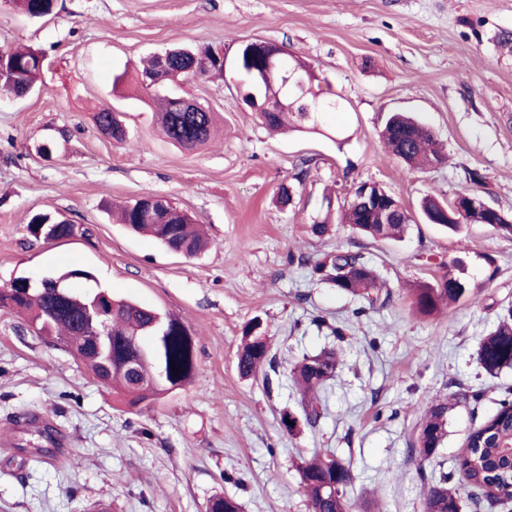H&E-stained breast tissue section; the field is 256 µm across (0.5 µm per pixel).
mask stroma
Instances as JSON below:
<instances>
[{"label":"stroma","instance_id":"1","mask_svg":"<svg viewBox=\"0 0 512 512\" xmlns=\"http://www.w3.org/2000/svg\"><path fill=\"white\" fill-rule=\"evenodd\" d=\"M508 34L512 0H55L41 19L0 0V49L44 55L36 92L0 93V286L83 267L114 297L178 317L197 356L192 384L139 413L0 307V512H206L217 495L238 498L243 512H309L294 462L320 449L350 464L359 512H424L421 486L450 467L468 430L512 387V370L490 376L477 359L512 302V237L422 222L403 240L370 241L344 224L322 236L310 226L324 192L342 197L362 182L413 211L425 195L446 202L471 186L512 218V52L499 43ZM254 39L300 56L339 102L325 134L270 132L237 103L233 61ZM205 45L223 49L228 64L191 92L218 129L188 152L165 141L136 92H115L113 82L152 55ZM106 104L119 110L127 143L97 129ZM393 111L426 123L446 161L410 170L387 155L380 130ZM44 143L51 156L39 153ZM147 195L202 224L210 248L193 259L171 253L107 212ZM36 213L79 232L35 239L27 225ZM339 247L377 266L392 292L387 306L354 316L356 301L312 280L307 262ZM450 268L469 296L420 317L408 288ZM316 313L348 324L344 341L311 324ZM255 318L278 364L269 388L237 370ZM335 343L344 363L323 418L288 435L280 415L298 407L289 369ZM462 388L482 391L480 402L458 408L435 461H420L410 448L421 416ZM33 414L68 439L65 456L48 460L39 427L25 423Z\"/></svg>","mask_w":512,"mask_h":512}]
</instances>
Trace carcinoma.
<instances>
[{"label":"carcinoma","instance_id":"obj_1","mask_svg":"<svg viewBox=\"0 0 512 512\" xmlns=\"http://www.w3.org/2000/svg\"><path fill=\"white\" fill-rule=\"evenodd\" d=\"M15 9L28 17L41 18L53 11L54 0H12ZM210 52L209 67L200 70V76H191L187 81L206 79L212 75L224 74V58L206 47ZM253 64L240 72L243 85L240 102L252 109L255 103H264L266 98L275 97L270 87L258 88L252 81L250 68L263 65L262 55L252 57ZM44 57L33 48L0 50V62L4 63L10 75L0 82V88L15 96H23L36 88L40 78ZM158 60L151 57L143 68L134 74L124 73L122 79L143 87L148 75L157 76L159 86L150 93L152 106L158 112L165 138L184 150H195L210 138L215 114L206 108L191 112L189 105L195 103L192 97L174 94L167 90L170 80L167 73L157 70ZM259 118L271 130L291 125L297 130L305 128L303 114L299 107L282 108L277 112H261ZM98 130L113 139H118L119 125L112 112L104 109L95 115ZM388 152L411 168H422L442 164L446 156L438 147L433 132L415 119L402 114L391 115L381 132ZM366 183L352 189L340 209L339 219L350 225L364 238L400 241L414 223L413 214L405 206L391 213L382 221L379 213L367 208L363 196ZM457 198L473 199L475 203L464 215V223L445 217L442 206L445 202L433 196H426L420 210L430 221L453 232L463 225L483 224L495 232L512 236V224L503 223L493 209L477 199V193L466 189ZM120 221L133 233L146 234L156 239L168 250L180 251L186 257H195L207 247V241L196 230L193 220L185 212L172 213L158 205L155 213L147 218L138 203L121 208ZM311 278L326 283L337 292L357 298L362 306L357 313L385 305L391 292L387 283L380 279L374 265L359 251L338 250L325 255L310 266ZM65 280L68 292L60 296L55 290V278H49L43 289L30 293L18 291L9 296L0 292V307L12 309L24 315L30 327L40 336H74L86 344L82 363L95 378L113 392L124 398L127 406L138 411L150 408L161 397L151 386L156 371L162 369L167 377L168 391L180 389L192 383L195 375V342L188 328L175 316L162 317L164 336L149 340L150 355H137L136 369L131 371L123 359L112 355V370L105 371L100 364L95 346L83 336L84 308L78 298L86 291L72 285L78 279H89L90 273L74 268L58 275ZM470 293L467 281L448 271L431 283L423 282L409 289L412 309L424 316L439 315L450 303L457 302ZM154 318V311L136 303L112 300L111 332L112 341L131 343L134 337L148 333L147 326ZM478 360L490 375H496L505 368H512V306L497 316L493 329L482 336ZM343 364L340 349L331 346L322 348L313 355H304L289 370L300 394V411L286 428L290 435L301 433L305 427L313 428L322 418L321 394L336 377ZM179 371H172V367ZM237 369L241 377L263 378L265 387L272 385L270 373L275 371L273 355L267 336L259 320L250 321L242 332V342L237 356ZM477 395L460 390L449 397L430 405L415 432L411 448L423 461L436 458L439 447L448 436V423L457 407L465 405ZM299 483L307 496L310 512H354V503L348 497L352 485L351 467L343 463L331 451H314L301 456L294 464ZM462 477L466 484L481 491V494L462 499L459 489L452 485L454 476ZM424 512H492L505 502L512 500V389L498 401L496 410L486 420L472 427L466 436L464 449L454 460L451 470L440 472L438 478L421 489ZM207 512H242L241 504L233 497L215 496Z\"/></svg>","mask_w":512,"mask_h":512}]
</instances>
